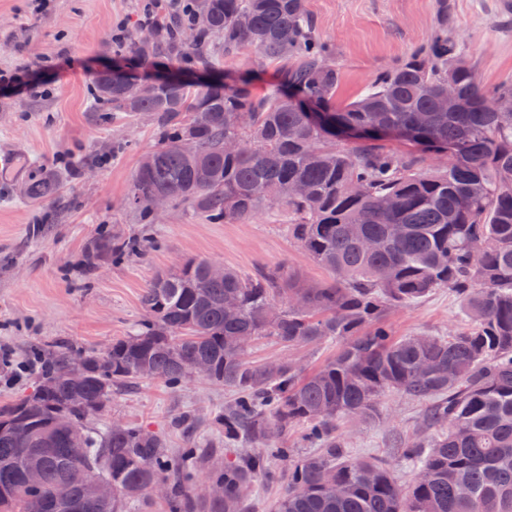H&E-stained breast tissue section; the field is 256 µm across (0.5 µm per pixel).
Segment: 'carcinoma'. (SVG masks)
I'll list each match as a JSON object with an SVG mask.
<instances>
[{
    "label": "carcinoma",
    "instance_id": "1",
    "mask_svg": "<svg viewBox=\"0 0 512 512\" xmlns=\"http://www.w3.org/2000/svg\"><path fill=\"white\" fill-rule=\"evenodd\" d=\"M440 4L430 42L344 105L305 0H193L186 16L161 18L122 45L147 67L170 61L152 90L130 93L121 67L95 74L94 105L147 114L158 135L126 199L145 223H154L158 194L212 224L244 223L278 202L292 237L331 277L226 268L216 280L210 262L187 260L144 288L140 330L85 354L93 370L75 371L64 344L35 353L32 391L0 404V512H59L62 499L77 512H128L158 480L168 512H243L241 487L270 478L271 459L288 466L275 512H512V82L480 84L448 36L447 0ZM237 53L297 62L255 93L224 76L223 57ZM450 84L456 100L444 109L438 96ZM230 138L243 149L226 151ZM296 182L308 193L291 195ZM60 187L49 173L26 193L43 203ZM98 250L143 254L138 240L117 234ZM438 288L455 293L467 328L391 335L388 313ZM245 336L340 346L310 370L290 360L263 366L246 360ZM200 362L209 381L232 391L219 422L224 446L258 445L209 469L221 500L194 493L199 449L173 454L137 426L84 425L113 393L142 379L179 387ZM387 391L430 402L436 429L391 456L414 470L406 491L390 464L352 457L336 426L375 419ZM62 415L70 421L58 423ZM297 425L315 453L270 445ZM90 474L112 481V505L96 498Z\"/></svg>",
    "mask_w": 512,
    "mask_h": 512
}]
</instances>
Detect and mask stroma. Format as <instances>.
<instances>
[{
  "label": "stroma",
  "instance_id": "1",
  "mask_svg": "<svg viewBox=\"0 0 512 512\" xmlns=\"http://www.w3.org/2000/svg\"><path fill=\"white\" fill-rule=\"evenodd\" d=\"M34 3L0 0V155L13 158L12 168L0 172L1 357L16 361L30 346L51 343L105 349L135 331L144 317L140 295L155 275L189 259L242 274L278 268L312 282L328 279L289 234L278 205L244 224H212L183 205L142 223L124 202L142 156L157 142L150 118H101L87 88L116 59V29L139 27L146 0H45L40 13ZM438 6L439 0H306L315 35L340 71L338 99L354 100L426 42ZM448 15L480 83L512 80V0H448ZM46 171L63 181L55 199L38 205L22 190ZM109 232L142 238L146 253L121 263L104 259L87 276L86 252ZM387 322L398 336L442 335L464 324L445 288L393 311ZM337 348L333 341L287 348L266 338L252 342L247 357L256 365H318ZM227 396L223 386L202 379L178 388L145 380L115 393L89 425L143 426L174 452L193 440L220 463L237 454L215 425ZM429 408L385 393L375 420L347 425L350 454L386 458L401 442L429 436ZM184 414L196 424L193 433L175 424Z\"/></svg>",
  "mask_w": 512,
  "mask_h": 512
}]
</instances>
